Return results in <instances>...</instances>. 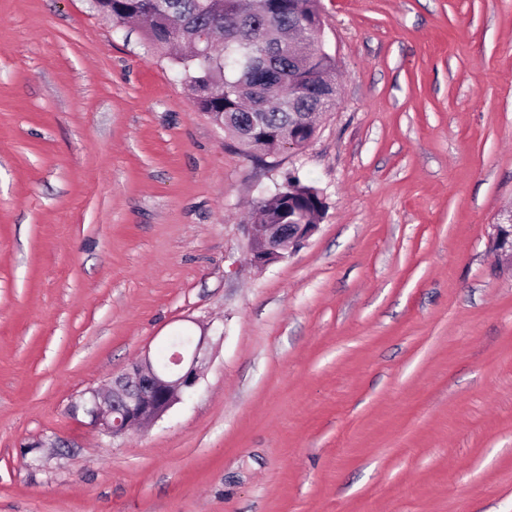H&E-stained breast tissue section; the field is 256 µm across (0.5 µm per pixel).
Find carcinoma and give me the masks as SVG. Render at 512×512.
Wrapping results in <instances>:
<instances>
[{
  "instance_id": "1",
  "label": "carcinoma",
  "mask_w": 512,
  "mask_h": 512,
  "mask_svg": "<svg viewBox=\"0 0 512 512\" xmlns=\"http://www.w3.org/2000/svg\"><path fill=\"white\" fill-rule=\"evenodd\" d=\"M112 22L138 18L154 46L175 39L192 47L188 55L168 53L176 74L188 83L201 112H221L224 129L248 149L276 153L280 136L313 133L321 102L336 81L334 57L309 41L293 44L292 29L319 17L320 0H103ZM206 31L209 40L196 43ZM281 201L258 206L256 224L317 222L326 211L318 188L296 174L279 189Z\"/></svg>"
}]
</instances>
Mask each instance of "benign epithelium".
I'll return each instance as SVG.
<instances>
[{"mask_svg":"<svg viewBox=\"0 0 512 512\" xmlns=\"http://www.w3.org/2000/svg\"><path fill=\"white\" fill-rule=\"evenodd\" d=\"M315 229L314 224H250L251 261L256 267L277 262L289 247L307 239ZM496 229V249L512 256V213L507 223L496 225ZM208 342L203 330L191 337L190 347L175 353L168 365L146 355L113 380L110 388L89 391L83 399V411L90 424L117 437L134 427L154 423L195 389L200 379L201 353Z\"/></svg>","mask_w":512,"mask_h":512,"instance_id":"1","label":"benign epithelium"}]
</instances>
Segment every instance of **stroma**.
I'll return each mask as SVG.
<instances>
[{"instance_id": "35a3bbf8", "label": "stroma", "mask_w": 512, "mask_h": 512, "mask_svg": "<svg viewBox=\"0 0 512 512\" xmlns=\"http://www.w3.org/2000/svg\"><path fill=\"white\" fill-rule=\"evenodd\" d=\"M340 95L260 159L138 24L0 0V512H512V0H321ZM295 172L327 209L265 269ZM207 332L195 393L78 404Z\"/></svg>"}]
</instances>
